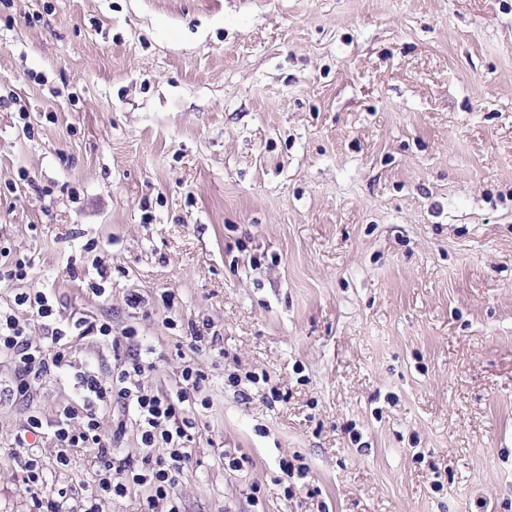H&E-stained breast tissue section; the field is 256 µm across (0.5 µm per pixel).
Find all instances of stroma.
Wrapping results in <instances>:
<instances>
[{"label": "stroma", "instance_id": "35a3bbf8", "mask_svg": "<svg viewBox=\"0 0 512 512\" xmlns=\"http://www.w3.org/2000/svg\"><path fill=\"white\" fill-rule=\"evenodd\" d=\"M0 244V306L136 328L154 391L205 374L180 512H512V0H0ZM73 345L0 400V512L29 411L112 378ZM35 452L77 512L93 451Z\"/></svg>", "mask_w": 512, "mask_h": 512}]
</instances>
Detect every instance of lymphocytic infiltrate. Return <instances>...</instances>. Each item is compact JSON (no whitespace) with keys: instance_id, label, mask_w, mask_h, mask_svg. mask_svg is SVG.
Returning <instances> with one entry per match:
<instances>
[{"instance_id":"1","label":"lymphocytic infiltrate","mask_w":512,"mask_h":512,"mask_svg":"<svg viewBox=\"0 0 512 512\" xmlns=\"http://www.w3.org/2000/svg\"><path fill=\"white\" fill-rule=\"evenodd\" d=\"M14 308H0V354L9 355L15 364V375L9 392L15 398L26 400L36 381L58 372L71 364L70 342L73 338L92 337L111 342L120 357L111 381H103L92 371L74 375L80 401L65 406L53 422H45L38 411H31L23 428L15 437L18 459L23 473L22 482L31 496L34 512H63L68 493L57 489L47 493V476L33 452L34 443L51 435L58 449L57 463H70L74 448L95 450L100 461L94 486L89 489L83 512H99V503L105 498L125 497L129 485H144L149 489L145 512H156L166 505L167 512H179L174 490L188 460L186 444L191 439L192 422L186 415L185 404L189 391L199 388L204 376L193 364H186L181 378L186 389L173 395H160L148 389L143 382L146 371L137 353V332L128 330L124 342L114 341L112 326L104 320H77L57 317L45 292L21 291L14 296ZM27 307L32 316L42 321L47 343L34 342L27 321L19 319L14 309ZM116 404L122 416L117 419L111 438L100 432L99 411ZM134 418L140 427L141 444L145 450L140 466L124 463L127 482L112 479V440L120 439L127 418Z\"/></svg>"}]
</instances>
